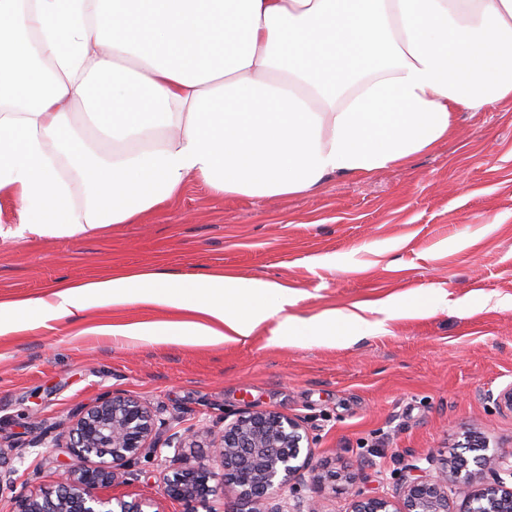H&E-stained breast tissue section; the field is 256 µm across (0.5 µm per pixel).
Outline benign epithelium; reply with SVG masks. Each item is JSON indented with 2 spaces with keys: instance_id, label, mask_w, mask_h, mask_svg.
Returning <instances> with one entry per match:
<instances>
[{
  "instance_id": "7a95c632",
  "label": "benign epithelium",
  "mask_w": 512,
  "mask_h": 512,
  "mask_svg": "<svg viewBox=\"0 0 512 512\" xmlns=\"http://www.w3.org/2000/svg\"><path fill=\"white\" fill-rule=\"evenodd\" d=\"M187 433L121 395H107L76 414L67 445L77 463L60 475L55 490L18 494L11 512H147L145 501L106 497L100 489L126 479L127 467L145 448L173 450L163 494L189 506L224 491L236 498L226 512H321L311 489L321 481L312 464V438L295 417L247 408L224 427L209 455L184 456ZM449 457L424 455L391 491L355 494L350 512H506L512 503V448L487 453L490 440L469 434ZM96 457L99 464L91 466ZM17 468L0 452V493L15 487ZM290 494L281 495L284 487Z\"/></svg>"
}]
</instances>
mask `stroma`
Segmentation results:
<instances>
[{
  "instance_id": "1",
  "label": "stroma",
  "mask_w": 512,
  "mask_h": 512,
  "mask_svg": "<svg viewBox=\"0 0 512 512\" xmlns=\"http://www.w3.org/2000/svg\"><path fill=\"white\" fill-rule=\"evenodd\" d=\"M17 205L0 199V301L42 298L57 283H86L117 269L173 275L216 267L299 291L293 315L390 300L417 289L440 306L381 321L352 342H274L263 330L240 342L184 345L112 338L99 325L120 318L168 322L162 308L131 304L91 312L74 325L0 336V451L24 454L37 479L0 493L54 489L73 461V414L108 393L144 402L171 427L192 429L204 456L207 423L223 428L244 408L302 420L313 462L331 481L318 488L325 512H348L355 492L389 491L417 457L445 454L467 430L512 447V412L488 398L512 384V102L458 113L455 131L405 166L364 179L331 176L308 194L223 197L199 182L132 224L73 237L19 233ZM364 467L345 479L355 461ZM163 468L144 454L105 495L164 497Z\"/></svg>"
}]
</instances>
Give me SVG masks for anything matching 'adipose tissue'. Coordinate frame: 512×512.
<instances>
[{
	"mask_svg": "<svg viewBox=\"0 0 512 512\" xmlns=\"http://www.w3.org/2000/svg\"><path fill=\"white\" fill-rule=\"evenodd\" d=\"M512 101V0H0V196L23 231L130 224L199 181L309 193L405 165L458 112ZM297 290L221 270H126L0 302V335L142 304L103 334L188 345L348 341L361 314H289Z\"/></svg>",
	"mask_w": 512,
	"mask_h": 512,
	"instance_id": "obj_1",
	"label": "adipose tissue"
}]
</instances>
